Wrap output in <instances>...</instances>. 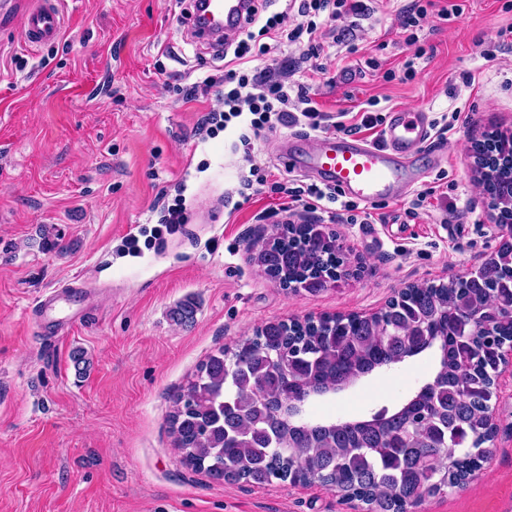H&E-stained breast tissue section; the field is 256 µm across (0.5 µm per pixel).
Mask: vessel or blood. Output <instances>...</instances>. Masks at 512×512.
Returning a JSON list of instances; mask_svg holds the SVG:
<instances>
[{
  "label": "vessel or blood",
  "mask_w": 512,
  "mask_h": 512,
  "mask_svg": "<svg viewBox=\"0 0 512 512\" xmlns=\"http://www.w3.org/2000/svg\"><path fill=\"white\" fill-rule=\"evenodd\" d=\"M262 0H192L189 21L197 39L208 40L209 30L225 36L241 31ZM58 0H36L25 9V41L39 46L56 41L63 27ZM425 112L396 110L390 115L381 143L359 135L328 133L317 137L313 148L301 154H283V164L291 170L317 173L344 195L366 204L393 199L398 191L420 178L418 159L430 138ZM76 292L64 288L44 301L39 309L41 333L58 335L79 316Z\"/></svg>",
  "instance_id": "vessel-or-blood-1"
}]
</instances>
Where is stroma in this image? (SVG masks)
I'll return each mask as SVG.
<instances>
[{
	"instance_id": "1",
	"label": "stroma",
	"mask_w": 512,
	"mask_h": 512,
	"mask_svg": "<svg viewBox=\"0 0 512 512\" xmlns=\"http://www.w3.org/2000/svg\"><path fill=\"white\" fill-rule=\"evenodd\" d=\"M407 2L360 0L342 23L316 15L325 53L295 73L296 45L233 62L191 41L180 0H60L63 33L38 47L23 38L22 10L0 13V512H357L317 484L230 485L187 468L168 416L218 347L291 316L376 312L408 284L478 269L507 236L472 149L512 132V0H456L461 14L431 16L414 46L398 25ZM258 68L302 84L329 132L357 125L374 142L381 130L362 127L364 111H425L421 182L365 205L366 224L289 208L272 183L313 179L286 168L280 149L302 152L314 130L289 117L247 150L248 117L213 135L202 127L225 72ZM204 79L206 92L184 96ZM253 166L267 182L245 198ZM174 204L183 222L172 228L162 218ZM306 222L336 232L349 258L348 276L315 295L281 288L250 248L273 225ZM69 285L82 289L84 316L45 339L39 303ZM188 298L195 320L176 325L170 313ZM428 371L409 360L311 412L378 410ZM492 405L491 460L423 512H512L511 368Z\"/></svg>"
}]
</instances>
